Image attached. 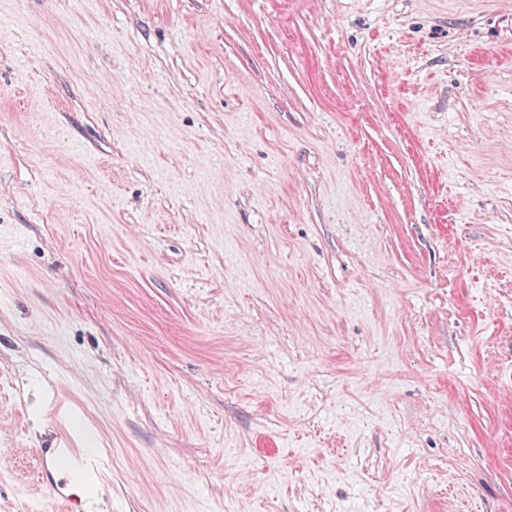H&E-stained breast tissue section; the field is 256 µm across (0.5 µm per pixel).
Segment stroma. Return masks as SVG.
<instances>
[{
  "label": "stroma",
  "instance_id": "obj_1",
  "mask_svg": "<svg viewBox=\"0 0 512 512\" xmlns=\"http://www.w3.org/2000/svg\"><path fill=\"white\" fill-rule=\"evenodd\" d=\"M512 512V0H0V512Z\"/></svg>",
  "mask_w": 512,
  "mask_h": 512
}]
</instances>
